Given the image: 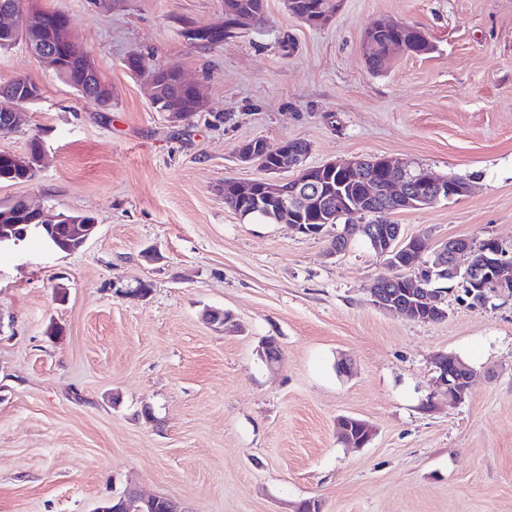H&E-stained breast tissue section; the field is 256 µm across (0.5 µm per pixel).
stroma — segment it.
<instances>
[{"mask_svg":"<svg viewBox=\"0 0 512 512\" xmlns=\"http://www.w3.org/2000/svg\"><path fill=\"white\" fill-rule=\"evenodd\" d=\"M35 5L68 16L113 95L100 111L25 42L0 53V85L42 89L0 151L47 150L32 180L0 182V204L98 225L74 253H0V512H97L128 491L182 512H512V297L452 293L444 319L409 320L371 303L383 266L362 240L334 255L335 228L307 237L224 204L225 179L263 175L241 143L298 139L311 165L387 157L464 180V196L394 214L402 235L512 248V0H343L322 28L266 0L263 33L206 50L183 28L222 21L224 0ZM384 20L433 52L369 72L361 44ZM132 53L197 79L206 109L153 111ZM141 281L147 300L117 296ZM439 353L475 372L462 402L434 390ZM341 415L372 426L365 447L338 438Z\"/></svg>","mask_w":512,"mask_h":512,"instance_id":"1","label":"stroma"}]
</instances>
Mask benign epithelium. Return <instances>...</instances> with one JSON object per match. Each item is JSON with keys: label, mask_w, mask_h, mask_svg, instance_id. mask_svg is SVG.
<instances>
[{"label": "benign epithelium", "mask_w": 512, "mask_h": 512, "mask_svg": "<svg viewBox=\"0 0 512 512\" xmlns=\"http://www.w3.org/2000/svg\"><path fill=\"white\" fill-rule=\"evenodd\" d=\"M0 15L9 18L13 27L11 36L14 40H24L32 54L37 58L43 68L52 72L60 70L55 50L49 45L34 40L28 33L33 13L20 4L19 0H0ZM395 29L402 31V37L390 45V51H411L413 44L425 38V34L417 27L393 24ZM57 41L63 44L66 52L72 59L78 61L86 68V72L98 81L99 87L105 94H110L111 86L96 67L92 56L82 49L72 38L70 22L64 16H59L56 29ZM6 104H0V115L5 123L12 129L17 128L20 119L19 109L25 104L35 103L40 96L32 93L24 97L18 95L3 96ZM45 144L39 142L37 150L33 154L26 153L16 157V165L27 169L39 170L45 157ZM239 160L250 164L259 159L270 157H288V162L274 170L276 176L263 179L264 189L267 195L281 199L279 209L283 213L297 204L302 195L308 199L304 204L309 210L324 217L327 221L336 220V214L330 207H322L324 198L319 190L310 186V168L305 164L304 156L296 153L289 147V142L284 141L275 149L270 150L264 140H258L257 151L237 152ZM388 171V177L380 181L374 177L373 169L367 166L364 158H346L333 160L326 167L335 171L355 173L365 179L368 184L367 200L369 204L365 208L367 215L373 216L372 221L364 224H355L351 229V236H360L370 242L371 250L381 261L384 268L391 267V257L397 250L416 254L413 264L418 268L417 275L407 278L405 295L399 297L387 288L391 277L386 275L377 278L371 284L369 293L374 306L399 312L404 316L418 321H436L445 314L443 304L446 294L436 288L430 287L433 276H448L450 279L463 277L465 280L481 288H489L490 292L497 296L512 297V252L503 248L498 240H487L484 250L477 251L469 242L448 241L439 248L433 249L423 237L391 238L386 231L379 230V225L390 223V213L397 209L423 208L441 201L448 196L455 198L463 196L468 191L464 182H445L423 167L415 168L405 162H391L385 158L378 159ZM296 171L301 177L300 184L305 186L303 192L293 191L288 198H282L281 184L283 181L278 175L288 171ZM67 237L64 241L57 240L51 224H27L23 228L13 226L12 231L0 232V250L17 248L27 237L28 232H47L55 246H60L68 252H76L92 238L98 229V224H68ZM55 246L48 251H55ZM463 253L470 254V260L466 266H461L458 257ZM259 356L262 362L270 370L276 369L281 361V352L277 342L269 338L261 343ZM435 373L433 386L435 392L445 395L453 402H460L467 394L472 377L471 370L454 356L439 354L434 358ZM350 416H341L336 420V427L342 437L348 443L357 448L365 447L372 439L373 432L370 425L359 421L361 434L353 436L350 431ZM134 499L140 504L139 512H155L158 498H143L134 493L114 497L111 501L100 506L97 512H124L125 502Z\"/></svg>", "instance_id": "obj_1"}]
</instances>
